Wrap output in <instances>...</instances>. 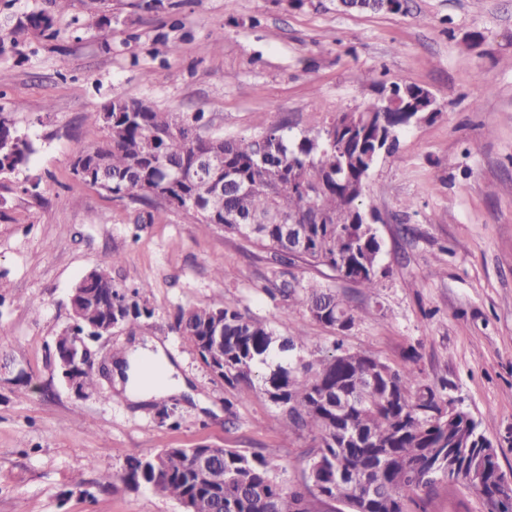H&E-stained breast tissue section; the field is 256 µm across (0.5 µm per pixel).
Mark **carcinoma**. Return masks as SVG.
I'll list each match as a JSON object with an SVG mask.
<instances>
[{"label": "carcinoma", "mask_w": 512, "mask_h": 512, "mask_svg": "<svg viewBox=\"0 0 512 512\" xmlns=\"http://www.w3.org/2000/svg\"><path fill=\"white\" fill-rule=\"evenodd\" d=\"M396 97L387 107L379 101L357 112H339L325 128L339 122L341 146L332 148L322 133L291 136L283 123L273 124L257 137L224 139L207 133L203 113L160 112L151 102L126 99L128 112H103L88 119L107 135L95 148L80 154L73 171L92 174L83 182L114 198H130L142 205L138 224H152L171 205L157 194L139 193L143 182L171 184L177 172L183 180L168 192L204 204L196 211L180 208L198 221L217 226L270 252L275 261H296L336 272L370 292L379 286L378 260L382 242L372 224L339 223L350 208H363L361 175L366 156L378 139L396 151L401 127L384 122L406 107L405 84H393ZM34 143L0 113V157H11L1 179L28 166ZM232 173L235 181L215 193L211 182ZM297 218L299 230H289ZM273 291L288 299V307H302L321 324L344 332L353 326L350 301L317 283L283 280ZM72 296L79 312L55 338L60 348L76 334L100 335L95 329L138 323L152 311L112 284L103 270H95L75 286ZM223 324L224 384L258 388L279 410L287 436L307 435L306 478L302 485L285 487L274 474L275 465L260 452L250 455L223 448L213 467L224 475L214 485L199 477L192 458L206 447L162 448L142 458L130 456L121 476L103 473L99 485L117 488L146 484L161 496L177 501L188 512H408L418 491L433 488L439 478L433 463L444 449L453 454L450 484L461 483L481 496L488 512H512V494L503 492L505 474L498 453L469 412L448 410L450 401L412 371H400L369 352L352 351L343 342L332 352L309 360L301 356L308 336L300 328L281 338L263 318L237 306L208 305L181 309L175 330L189 350L203 356L205 336Z\"/></svg>", "instance_id": "cac0c4a2"}]
</instances>
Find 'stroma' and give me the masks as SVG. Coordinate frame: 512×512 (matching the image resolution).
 I'll list each match as a JSON object with an SVG mask.
<instances>
[{
  "instance_id": "obj_1",
  "label": "stroma",
  "mask_w": 512,
  "mask_h": 512,
  "mask_svg": "<svg viewBox=\"0 0 512 512\" xmlns=\"http://www.w3.org/2000/svg\"><path fill=\"white\" fill-rule=\"evenodd\" d=\"M141 2L68 0L59 13L53 0H0V111L37 147L0 198V512H182L146 486L97 485L128 456L162 448L262 452L284 485L300 484L308 440L286 437L262 394L214 381L173 328L179 310L224 302L276 335L302 328L309 352L340 340L419 373L482 419L512 478V0H407L397 13L347 12L337 0ZM39 12L53 31L30 25ZM215 32L224 40L208 47ZM167 40L177 55L164 53ZM365 71L427 88L439 112L403 131L366 182L380 217L377 295L323 267L294 268L350 298L345 333L272 298L283 267L258 247L177 208L137 223L136 204L73 173L105 137L88 113L114 97L205 113L209 133L227 139L279 121L300 135L372 102ZM30 174L42 178L35 197L20 190ZM94 269L152 309L137 333L163 345L200 402L135 403L118 391L112 357L137 334L125 327L91 344L105 367L96 392L63 385L53 342ZM420 497L427 512H487L443 480Z\"/></svg>"
}]
</instances>
